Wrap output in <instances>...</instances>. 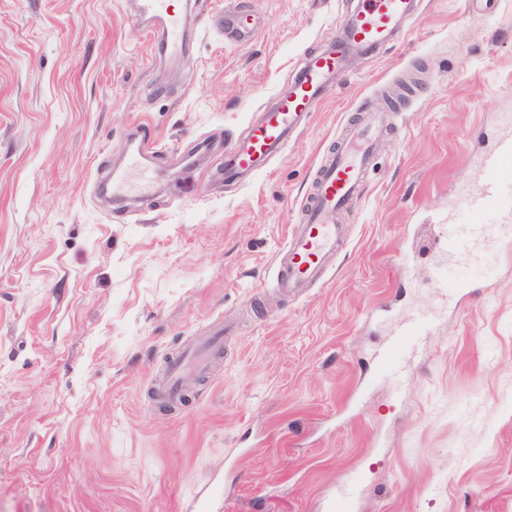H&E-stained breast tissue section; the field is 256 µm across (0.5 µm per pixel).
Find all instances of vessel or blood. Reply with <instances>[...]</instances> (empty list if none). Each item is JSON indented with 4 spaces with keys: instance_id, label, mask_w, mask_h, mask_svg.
<instances>
[{
    "instance_id": "b4317fda",
    "label": "vessel or blood",
    "mask_w": 512,
    "mask_h": 512,
    "mask_svg": "<svg viewBox=\"0 0 512 512\" xmlns=\"http://www.w3.org/2000/svg\"><path fill=\"white\" fill-rule=\"evenodd\" d=\"M418 0H358L353 14L339 24L335 44L308 56L287 92L277 95L262 122L253 125L245 139L234 142L225 157L224 173L235 177L258 170L261 161L284 149L301 128V120L317 108L331 84L357 54L391 43L403 20ZM140 16L153 23L158 39L152 47L175 53L182 49L191 30L187 16L179 13L170 0H133ZM225 41H244L247 30L236 8L225 9L214 20ZM385 119L379 113L361 111L345 122L328 152L322 157L301 210V222L288 237L276 258L277 286L297 293L323 278L345 243L341 217L352 210L362 195L378 157ZM154 146L140 140L126 157L122 171L112 178V196L122 200L136 196L146 200L154 193V179L142 159ZM479 183L460 197L471 219L466 224L443 227L444 251L467 245L471 254H494L506 241V228L512 223V114L498 118V131L491 145L479 155ZM439 322L437 313L416 308L390 330L377 354L386 365L402 356L410 338L425 335ZM224 344L223 329H213L195 346L180 352L169 364L160 385L169 399H181L189 379L208 372Z\"/></svg>"
}]
</instances>
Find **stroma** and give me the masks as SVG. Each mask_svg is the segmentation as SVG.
I'll return each instance as SVG.
<instances>
[{
  "mask_svg": "<svg viewBox=\"0 0 512 512\" xmlns=\"http://www.w3.org/2000/svg\"><path fill=\"white\" fill-rule=\"evenodd\" d=\"M238 3L230 45L213 15ZM185 52L153 54L124 0H0V512H512V245L451 263L482 135L512 110V0H421L355 58L286 149L237 183L224 144L330 44L356 0H180ZM415 82L347 242L313 288L273 265L324 150ZM148 126L157 189L97 191ZM446 309L388 366L414 305ZM224 351L170 411L152 393L211 325Z\"/></svg>",
  "mask_w": 512,
  "mask_h": 512,
  "instance_id": "35a3bbf8",
  "label": "stroma"
}]
</instances>
